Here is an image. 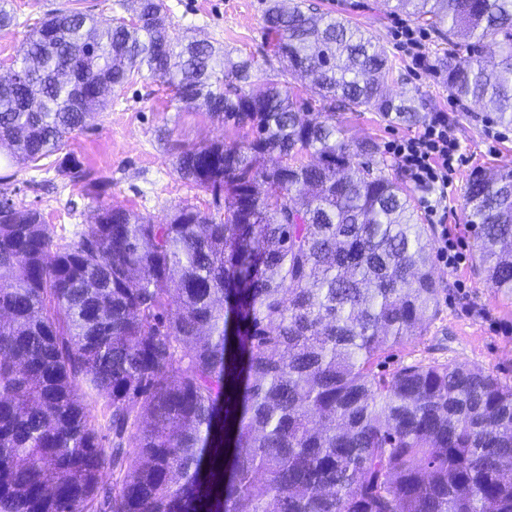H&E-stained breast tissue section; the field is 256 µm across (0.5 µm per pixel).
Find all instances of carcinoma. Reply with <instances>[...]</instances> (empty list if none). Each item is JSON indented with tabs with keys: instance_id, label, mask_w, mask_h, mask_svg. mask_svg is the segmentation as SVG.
Listing matches in <instances>:
<instances>
[{
	"instance_id": "obj_1",
	"label": "carcinoma",
	"mask_w": 512,
	"mask_h": 512,
	"mask_svg": "<svg viewBox=\"0 0 512 512\" xmlns=\"http://www.w3.org/2000/svg\"><path fill=\"white\" fill-rule=\"evenodd\" d=\"M387 3L448 40L435 69L456 103L512 125V0ZM118 5L107 27L63 6L28 35L25 80H0V186L144 72L244 135L177 160L222 217L102 204L55 244L0 192V512H512V385L464 364L375 371L438 297L410 189L334 120L426 119L387 92L386 50L268 0L281 69L257 90L253 56L177 35L164 0ZM59 171L89 177L70 156ZM464 201L475 268L512 295V168L472 175Z\"/></svg>"
}]
</instances>
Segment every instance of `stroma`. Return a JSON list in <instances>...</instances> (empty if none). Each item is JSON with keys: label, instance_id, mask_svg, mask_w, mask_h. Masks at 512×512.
Returning <instances> with one entry per match:
<instances>
[{"label": "stroma", "instance_id": "1", "mask_svg": "<svg viewBox=\"0 0 512 512\" xmlns=\"http://www.w3.org/2000/svg\"><path fill=\"white\" fill-rule=\"evenodd\" d=\"M179 35L203 39L235 54L262 58L264 10L267 0H164ZM18 23L0 29V75L24 47L29 31L44 11L61 6L86 8L102 24L117 13V0H12ZM306 6L342 17L359 26L383 46L393 61L388 89L415 96L426 115L448 113L455 124L463 162L448 188L444 224L462 244L464 263L457 268L436 265L438 309L423 335L383 353L377 370L390 375L410 364H465L492 372L512 383V297L492 288L474 269L475 239L468 224L464 187L476 171L512 167V127H503L481 108L463 112L448 95L431 65L445 42L429 37L424 46L427 65H413L393 38L399 14L381 0H305ZM336 123L352 135L370 138L381 147L377 164L386 174L400 176L396 160L386 151L389 141L413 134L415 125L387 121L373 112H338ZM223 123L205 109L177 111L170 93L157 78L137 77L115 97L111 108L94 113L75 132L67 152L78 159L99 188L73 185L58 173L61 154L40 165L21 164L7 190L21 206L38 210L56 236L73 240L103 203L122 206L165 221L172 207L188 202L213 210L211 194L198 190L176 171L177 156L187 148L232 138Z\"/></svg>", "mask_w": 512, "mask_h": 512}]
</instances>
